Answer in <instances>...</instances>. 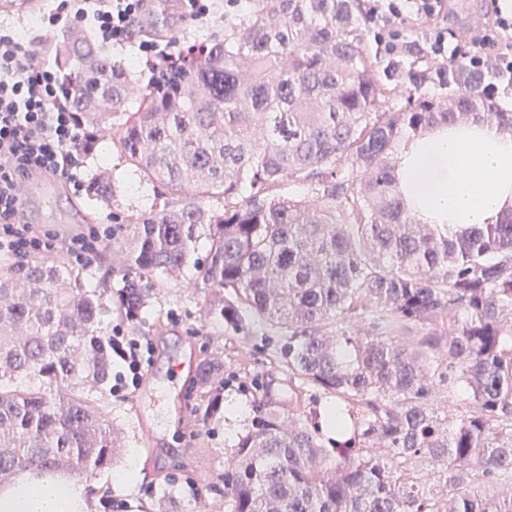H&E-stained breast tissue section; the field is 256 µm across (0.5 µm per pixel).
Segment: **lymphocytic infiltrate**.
<instances>
[{
	"label": "lymphocytic infiltrate",
	"instance_id": "f902f5d3",
	"mask_svg": "<svg viewBox=\"0 0 512 512\" xmlns=\"http://www.w3.org/2000/svg\"><path fill=\"white\" fill-rule=\"evenodd\" d=\"M151 0H76L74 17L105 45H123L132 37ZM442 0H376L371 18L387 54L399 48L401 31L411 22L432 20L427 53L454 62L465 59L477 69L488 66L512 73V17L496 16L491 32L449 44L438 22ZM57 69L37 62L34 52L0 33V254L26 256L65 250L72 261L90 265L108 240L110 229L90 228L61 241L24 221L21 205L32 173L42 172L82 190L85 137Z\"/></svg>",
	"mask_w": 512,
	"mask_h": 512
}]
</instances>
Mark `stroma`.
<instances>
[{
	"instance_id": "stroma-1",
	"label": "stroma",
	"mask_w": 512,
	"mask_h": 512,
	"mask_svg": "<svg viewBox=\"0 0 512 512\" xmlns=\"http://www.w3.org/2000/svg\"><path fill=\"white\" fill-rule=\"evenodd\" d=\"M253 0H217L213 15L193 20L182 0H173L168 9L169 28L161 32L165 42L183 49L191 44L223 37L226 26L240 23ZM68 0H38L29 13L0 10V33H9L29 42L39 61L54 63L53 29L43 16L68 7ZM494 8V0H446L448 29L455 40L464 41L483 30ZM119 195L112 206L94 205L85 192L62 189L39 195L31 202L32 219L43 232L67 238L86 231L88 226L111 223L113 214L149 207L153 192L141 183L136 172L124 165L112 168ZM211 294L196 287L191 277L161 284L159 293L142 318L130 323L120 316L106 320L108 330L121 329L125 336L146 338L152 345L143 356V373L153 384L170 378V368L183 355L217 359L224 366V407L210 423L198 417L199 400L191 384L181 383L189 415L180 427L171 425L162 397L138 386L129 390L108 389L105 400L112 423L121 437L123 451L110 468L91 476L98 496L109 505L102 512H154L162 496L175 494L183 512H224V467L239 437L246 433L254 417L257 390L268 391L281 411L299 414L311 407L308 397L293 402L288 398V374L274 368L262 347V329L233 332L223 319L209 315ZM241 407L233 415L232 407ZM151 426L160 436L159 445L146 446L140 424ZM135 460L139 480L131 487L121 485L116 476Z\"/></svg>"
}]
</instances>
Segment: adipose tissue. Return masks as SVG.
Instances as JSON below:
<instances>
[{
  "label": "adipose tissue",
  "mask_w": 512,
  "mask_h": 512,
  "mask_svg": "<svg viewBox=\"0 0 512 512\" xmlns=\"http://www.w3.org/2000/svg\"><path fill=\"white\" fill-rule=\"evenodd\" d=\"M399 193L420 224H495L512 211V133L482 121L439 125L403 141ZM86 481L27 469L0 485V512H96Z\"/></svg>",
  "instance_id": "adipose-tissue-1"
}]
</instances>
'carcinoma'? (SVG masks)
Masks as SVG:
<instances>
[{
	"label": "carcinoma",
	"instance_id": "carcinoma-1",
	"mask_svg": "<svg viewBox=\"0 0 512 512\" xmlns=\"http://www.w3.org/2000/svg\"><path fill=\"white\" fill-rule=\"evenodd\" d=\"M369 23L364 0H254L244 25L157 64L138 93L90 38L58 37L84 144L108 133L162 190L124 217L114 286L59 260L0 261V482L112 465L104 319L138 320L158 281L191 267L217 316L238 331L261 322L271 364L327 398L305 423L258 397L224 469L230 512H512V212L456 231L417 224L394 165L434 125L512 132L492 87L509 77L464 59L431 70L410 46L406 74L441 94L399 104L400 66L372 54ZM115 193L105 170L87 183L99 204ZM221 371L195 367L206 418L221 409ZM440 390L456 398L450 414ZM497 482L506 489L487 494Z\"/></svg>",
	"mask_w": 512,
	"mask_h": 512
}]
</instances>
